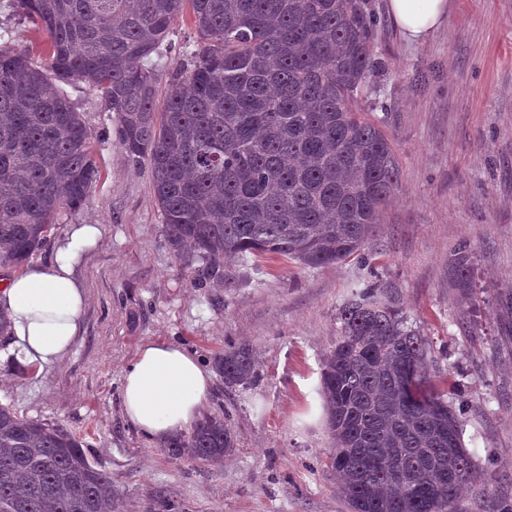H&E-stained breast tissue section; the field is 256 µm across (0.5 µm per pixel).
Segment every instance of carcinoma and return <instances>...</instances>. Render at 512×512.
<instances>
[{"label":"carcinoma","mask_w":512,"mask_h":512,"mask_svg":"<svg viewBox=\"0 0 512 512\" xmlns=\"http://www.w3.org/2000/svg\"><path fill=\"white\" fill-rule=\"evenodd\" d=\"M45 38V63L0 46V264L21 266L100 173L63 86L83 83L117 120L127 160L146 164L169 248L202 275L224 255L301 266L361 252L398 187L382 129L351 108L378 67L365 0H14ZM200 38L158 102L145 59L184 9ZM458 287L471 273L455 253ZM321 394L349 512H458L480 478L461 409L429 384L428 348L367 288L340 311ZM224 386L259 375L247 345L216 354ZM164 453L221 464L236 437L203 416ZM112 478L67 429L0 404V512H115Z\"/></svg>","instance_id":"carcinoma-1"}]
</instances>
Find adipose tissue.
<instances>
[{
  "label": "adipose tissue",
  "mask_w": 512,
  "mask_h": 512,
  "mask_svg": "<svg viewBox=\"0 0 512 512\" xmlns=\"http://www.w3.org/2000/svg\"><path fill=\"white\" fill-rule=\"evenodd\" d=\"M408 41L430 38L445 22L448 0H386ZM99 224H73L56 239L48 265H33L0 286V311L11 322L8 354L24 370L52 368L72 350L84 319L86 289L75 267L97 244ZM212 374L184 347L142 344L122 384L123 410L139 432L162 441L194 426L212 389Z\"/></svg>",
  "instance_id": "ef3b65f1"
}]
</instances>
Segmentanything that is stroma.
Instances as JSON below:
<instances>
[{
    "mask_svg": "<svg viewBox=\"0 0 512 512\" xmlns=\"http://www.w3.org/2000/svg\"><path fill=\"white\" fill-rule=\"evenodd\" d=\"M367 3L385 68L352 105L387 135L400 185L361 254L338 264L228 257L223 281L199 278L169 249L148 166L127 161L93 91L66 89L100 179L31 261L47 263L68 225L100 224L103 236L76 269L88 301L71 353L29 373L0 344V403L82 438L110 474L120 512L158 501L174 512H348L325 465L332 439L320 380L342 306L368 285L427 341L431 380L463 409V442L494 479L464 489L463 512L512 504V0H450L447 21L416 44L392 24L385 0ZM42 40L0 0V45L36 55ZM197 40L189 17H179L148 61L159 91ZM461 245L473 265L465 292L452 265ZM150 340L183 345L207 367L229 346L253 348L259 379L230 391L214 378L205 407L226 414L238 439L223 464L169 458L125 420L122 380Z\"/></svg>",
    "mask_w": 512,
    "mask_h": 512,
    "instance_id": "1",
    "label": "stroma"
}]
</instances>
